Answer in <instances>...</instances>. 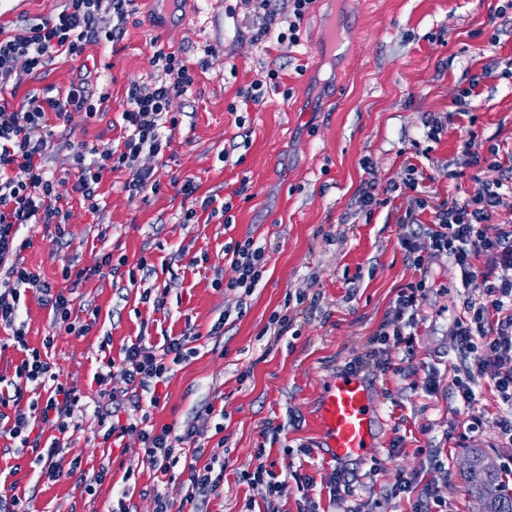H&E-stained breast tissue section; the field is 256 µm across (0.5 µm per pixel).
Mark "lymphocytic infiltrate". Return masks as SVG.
<instances>
[{"label":"lymphocytic infiltrate","instance_id":"obj_1","mask_svg":"<svg viewBox=\"0 0 512 512\" xmlns=\"http://www.w3.org/2000/svg\"><path fill=\"white\" fill-rule=\"evenodd\" d=\"M133 0H65L58 14L35 24L17 28L0 36V322L12 324L20 304V288L32 286L52 307L55 323L66 332L83 335L85 326L71 320V304L61 291H53L38 274L19 260L25 244L19 238L21 227L33 224L67 223L71 212L62 194L57 193V177L46 168L47 154L54 147L55 121H69L72 113L96 115L87 79L71 84L64 94L29 97L20 108L10 106L5 90L18 88L24 77L40 72L57 58L77 60L88 46L120 40L128 8ZM315 0H254L253 14L258 22L255 41L289 42L299 45L301 26ZM155 63L161 74L153 84H130L126 106L121 114L124 135L117 146L98 148L81 143L73 151L81 167L74 176L72 190L91 201L101 185L104 173L121 170L128 177L124 189L140 195L160 189L156 167L150 159L163 158L170 144L169 133L179 120L171 112L173 98L181 96L193 83L188 61L173 52L157 51ZM94 155L92 166H85L86 155ZM420 180L408 175L406 190L415 192L416 212H429V223H418L415 214L406 215L400 245L407 255L423 250L448 255L464 271L468 285L477 292L469 303V315L458 321L455 336L464 359L463 371L485 372L494 368L491 382L508 414L497 425L501 438L512 441V225L488 236L484 225L494 209L512 200V169L491 182H477L464 198L437 200L419 193ZM492 260L495 270L476 266L477 258ZM235 272L225 284L227 290L251 295L262 281L267 262L264 249L252 238L238 241L231 254ZM16 346L25 356L12 381L15 400H22L28 386L45 388L47 396L40 409V435H33L30 418L24 410H15L13 418L0 412V437L20 440L32 448L44 474L56 480L62 467L56 457L61 439L78 429L74 413L81 407V396L74 388L59 383V367L48 355L31 349L22 332H14ZM187 339L165 337L162 346L137 341L124 351L121 363L106 361L108 369H119L127 386L145 392L150 407H158L157 388L166 384L172 363L185 358ZM129 429L138 431L143 445V461L167 473L176 467L188 471L189 489L179 503L158 500L157 512H203L208 493L224 484V472L214 463L199 464L197 443L200 430L192 424L177 427L156 425L149 414L130 419Z\"/></svg>","mask_w":512,"mask_h":512}]
</instances>
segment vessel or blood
<instances>
[{
	"label": "vessel or blood",
	"instance_id": "b4317fda",
	"mask_svg": "<svg viewBox=\"0 0 512 512\" xmlns=\"http://www.w3.org/2000/svg\"><path fill=\"white\" fill-rule=\"evenodd\" d=\"M381 420L369 382L354 371L337 372L321 396L320 426L328 460L342 462L376 451Z\"/></svg>",
	"mask_w": 512,
	"mask_h": 512
}]
</instances>
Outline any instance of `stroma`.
I'll return each mask as SVG.
<instances>
[{
    "label": "stroma",
    "mask_w": 512,
    "mask_h": 512,
    "mask_svg": "<svg viewBox=\"0 0 512 512\" xmlns=\"http://www.w3.org/2000/svg\"><path fill=\"white\" fill-rule=\"evenodd\" d=\"M205 0H134L116 43L88 47L86 61H53L25 78L13 99L56 94L98 74L93 93L107 101L94 118L73 113L60 127L74 143H119L121 113L129 84L158 76L156 51L179 53L196 68L192 86L172 102L179 124L172 133L157 193L129 195L126 173L104 174L89 209L70 184H63L72 216L64 229L31 224L21 257L52 288L69 292L71 312L89 331L75 336L55 327L39 293L23 292L17 324L29 347L51 340L61 382L76 386L95 406L102 389H123L120 375L94 383L105 358L121 360L125 349L145 337H192L194 355L175 365L154 423H194L202 432L201 462H224V487L209 496L204 512H412L408 499L386 493L397 475L416 471L446 500L448 512H479L480 502L460 474L466 450L481 449L501 468L512 492V444L498 437L507 410L487 376L473 375L472 410L453 395L461 365L454 336L473 295L459 267L432 257L423 267L408 262L399 240L407 195L392 191L408 166L423 170L427 193L461 198L474 177L493 180L512 165V0H316L297 46L252 41L253 16L244 0L207 14ZM336 25L342 52L326 48L324 33ZM283 71L281 89L266 90L260 105L229 111L240 86ZM465 98L468 113L448 115ZM443 121L436 137L433 120ZM471 147L481 162L462 167ZM500 150L499 167L486 163ZM193 180L184 197L177 186ZM367 181L388 190L389 202L372 216L359 213L357 192ZM232 210H225V196ZM196 209L194 223L183 215ZM253 238L264 248L268 271L253 294L215 287L229 279L225 250ZM136 262L149 256L156 267L148 280L94 276L71 288L64 267L90 268L103 253ZM426 280L413 351V369L383 370L387 354L377 340L401 288ZM169 290L162 308L143 302L144 291ZM303 295L293 334L273 340L263 330L282 310L286 295ZM220 333H213L214 325ZM435 369L439 387H419L424 368ZM342 369L375 378L372 399L385 417L381 447L343 465L323 456L318 429L321 393ZM213 414H206L205 405ZM483 421L470 432L471 416ZM265 456H258V448ZM439 452L436 468L428 452ZM277 475L281 487H264L242 476L257 463ZM65 477L42 478L31 449L0 438V493L26 496L30 512H155L156 496L177 502L188 490L142 461L137 432L105 441L84 419L61 454ZM346 473L345 489L333 490L335 468ZM107 475L95 495L84 479Z\"/></svg>",
    "instance_id": "35a3bbf8"
}]
</instances>
